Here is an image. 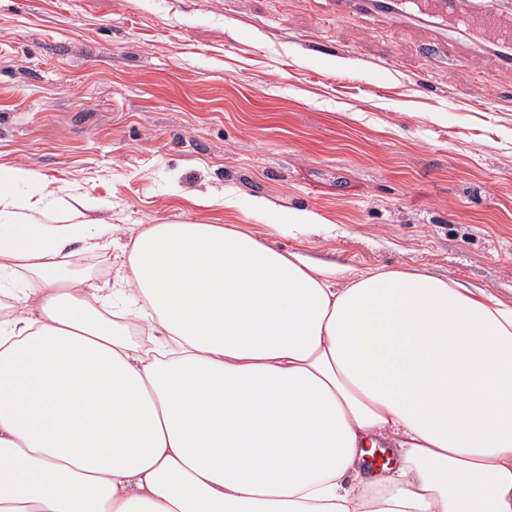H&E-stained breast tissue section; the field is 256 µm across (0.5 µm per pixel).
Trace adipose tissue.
I'll use <instances>...</instances> for the list:
<instances>
[{
  "instance_id": "ef3b65f1",
  "label": "adipose tissue",
  "mask_w": 512,
  "mask_h": 512,
  "mask_svg": "<svg viewBox=\"0 0 512 512\" xmlns=\"http://www.w3.org/2000/svg\"><path fill=\"white\" fill-rule=\"evenodd\" d=\"M0 166V512H512V305L150 224ZM389 449L398 467L368 468Z\"/></svg>"
}]
</instances>
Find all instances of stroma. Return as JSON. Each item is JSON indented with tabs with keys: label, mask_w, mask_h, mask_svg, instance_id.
I'll return each instance as SVG.
<instances>
[{
	"label": "stroma",
	"mask_w": 512,
	"mask_h": 512,
	"mask_svg": "<svg viewBox=\"0 0 512 512\" xmlns=\"http://www.w3.org/2000/svg\"><path fill=\"white\" fill-rule=\"evenodd\" d=\"M328 0H0V165L112 227L237 224L314 262L512 304V69L455 31ZM330 229L267 233L263 204Z\"/></svg>",
	"instance_id": "35a3bbf8"
}]
</instances>
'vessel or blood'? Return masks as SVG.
<instances>
[{
	"mask_svg": "<svg viewBox=\"0 0 512 512\" xmlns=\"http://www.w3.org/2000/svg\"><path fill=\"white\" fill-rule=\"evenodd\" d=\"M374 6L444 28L464 29L479 44L491 43L505 51L512 49V14L498 9L471 8L459 14L449 10L448 0H333L334 13L339 18L364 13Z\"/></svg>",
	"mask_w": 512,
	"mask_h": 512,
	"instance_id": "b4317fda",
	"label": "vessel or blood"
}]
</instances>
